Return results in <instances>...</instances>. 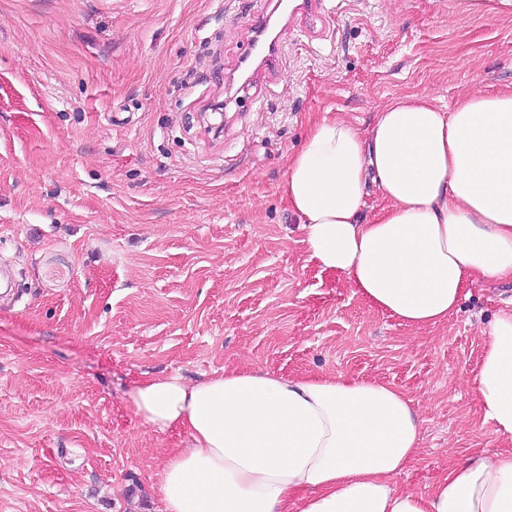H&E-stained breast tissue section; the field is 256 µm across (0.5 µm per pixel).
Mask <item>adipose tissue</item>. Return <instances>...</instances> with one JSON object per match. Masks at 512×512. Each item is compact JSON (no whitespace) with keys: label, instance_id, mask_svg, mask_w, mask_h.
<instances>
[{"label":"adipose tissue","instance_id":"ef3b65f1","mask_svg":"<svg viewBox=\"0 0 512 512\" xmlns=\"http://www.w3.org/2000/svg\"><path fill=\"white\" fill-rule=\"evenodd\" d=\"M371 188L386 205L367 222ZM281 195L321 270L402 324L437 326L470 285L512 279V88L450 110L401 96L364 131L321 118L288 156ZM474 385L511 447L449 464L425 493L393 483L420 429L390 383L232 369L144 381L135 402L154 431L191 439L162 468L165 512H512V306L488 327Z\"/></svg>","mask_w":512,"mask_h":512}]
</instances>
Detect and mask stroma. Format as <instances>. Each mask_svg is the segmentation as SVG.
Here are the masks:
<instances>
[{
    "label": "stroma",
    "mask_w": 512,
    "mask_h": 512,
    "mask_svg": "<svg viewBox=\"0 0 512 512\" xmlns=\"http://www.w3.org/2000/svg\"><path fill=\"white\" fill-rule=\"evenodd\" d=\"M0 0V512H162L164 460L134 394L225 369L395 384L422 428L396 486L506 449L473 378L512 280L470 286L412 328L309 261L280 196L285 160L325 114L367 129L389 99L512 85V0ZM276 74L242 91L257 20ZM224 103V133L202 115Z\"/></svg>",
    "instance_id": "1"
}]
</instances>
